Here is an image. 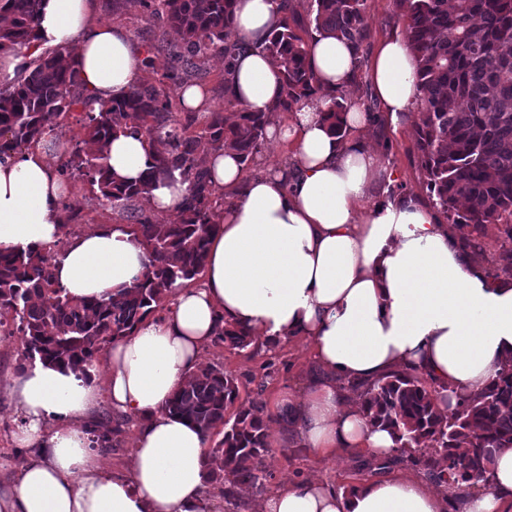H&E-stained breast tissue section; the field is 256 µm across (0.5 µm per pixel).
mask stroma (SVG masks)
Wrapping results in <instances>:
<instances>
[{
    "mask_svg": "<svg viewBox=\"0 0 512 512\" xmlns=\"http://www.w3.org/2000/svg\"><path fill=\"white\" fill-rule=\"evenodd\" d=\"M366 17L370 28V46L390 36L402 34L404 22L396 14L394 0H367ZM96 18L124 30L140 51H147L151 40L164 36L160 22L147 20L138 0H97ZM377 149L385 150L398 179L393 188L396 195H411L418 202H426L423 174L419 167L412 123H405L398 130L383 128L381 136L372 138ZM74 197L85 198L86 203L74 223L65 229V240L81 235L83 228L112 226L115 218L110 207L99 206L90 199V187L81 178L71 179ZM23 351L20 337L0 336V488L13 484L18 479V467L24 460L37 457L38 450L18 444L14 434L21 421V413L9 394V381L18 374V362ZM267 358L266 353L252 354L248 350H234L221 345H208L203 361L223 366L225 372L238 378L240 397L250 400L262 395L267 404L266 411L271 417L269 441L272 454L266 466L272 472L271 488L297 477H320L336 486L346 487L366 480L380 478L381 470L367 465L364 456L348 450L337 451L332 458H324L317 451L296 443L291 434L283 432L276 417L278 408L273 405L276 395L283 390H302L319 369L311 361L302 343L293 342L283 346L276 354L280 370L272 376H265L260 365Z\"/></svg>",
    "mask_w": 512,
    "mask_h": 512,
    "instance_id": "1",
    "label": "stroma"
}]
</instances>
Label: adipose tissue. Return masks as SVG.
Masks as SVG:
<instances>
[{"instance_id": "1", "label": "adipose tissue", "mask_w": 512, "mask_h": 512, "mask_svg": "<svg viewBox=\"0 0 512 512\" xmlns=\"http://www.w3.org/2000/svg\"><path fill=\"white\" fill-rule=\"evenodd\" d=\"M94 0H40L35 37L0 54V84L47 48L72 44L73 65L89 97L127 96L144 74L130 36L93 23ZM234 30L247 49L234 60L240 108L271 111L280 94L278 65L260 45L278 25L272 0H234ZM310 104L273 121L267 138L285 158L252 173L236 151L210 153L206 166L224 190L207 246L203 280L174 289L172 311L148 317L108 350V374L38 363L11 382L23 424L16 436L41 447L16 484L0 491V512H211L205 490L208 442L191 422L165 407L196 371L217 321L249 331L273 350L308 343L320 377L303 392H282L292 405L300 444L330 456L339 449L390 452L391 435L369 425L354 383L396 370L431 374L440 393L479 396L512 365V282L488 277L461 248L452 225L435 223L412 198H394L386 157L371 148L372 122L351 102L345 138L322 112L356 68L345 41H310ZM416 63L406 42L380 43L369 82L386 125L399 127L416 94ZM114 177L138 182L153 163L143 136L114 138L105 153ZM188 184L181 171L154 179L148 206L179 213ZM72 192L46 149L0 161V252L49 247L63 235L61 200ZM148 258L121 224L75 238L55 275L75 299L105 300L146 273ZM108 398L112 413L135 428L127 475L106 474L77 421ZM489 490L472 488L463 512H512V448L488 466ZM426 483L397 473L344 489L307 478L254 501L251 512H444Z\"/></svg>"}]
</instances>
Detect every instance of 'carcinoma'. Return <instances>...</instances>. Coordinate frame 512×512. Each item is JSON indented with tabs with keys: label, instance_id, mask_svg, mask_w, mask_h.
<instances>
[{
	"label": "carcinoma",
	"instance_id": "cac0c4a2",
	"mask_svg": "<svg viewBox=\"0 0 512 512\" xmlns=\"http://www.w3.org/2000/svg\"><path fill=\"white\" fill-rule=\"evenodd\" d=\"M40 0H0V53L29 43ZM233 0H142L149 18L180 38L169 83L186 86L213 55L224 56V106L201 116L177 117L179 103L144 81L127 97L92 107L74 69L65 61L75 46L46 49L17 78L0 86V159L32 142L55 136L54 121L79 109L85 118L63 177L84 176L95 198L128 222L149 259V271L104 301H75L55 279L50 249L0 252V318L10 317L21 333L24 359L85 371L112 342L129 336L149 316L169 310L176 287H187L204 273L206 247L224 190L212 185L206 157L232 148L242 163L255 164L274 114L297 111L313 92L307 59L308 33L294 0H276L283 13L264 50L277 62L280 96L272 112H243L232 93V62L247 49L233 27ZM404 20V36L417 63L413 105L415 146L430 207L448 223L468 228L461 244L483 257L477 239L484 226H501L505 258L512 259V0H394ZM311 22L319 33L345 40L361 63L370 38L366 0H309ZM348 108L336 91L325 110L334 134L344 135L342 112ZM231 111L226 116L224 111ZM142 134L156 146L154 164L139 184L119 183L104 163L112 138ZM179 169L188 195L178 219L159 222L147 206L153 180ZM214 343L246 349L253 343L242 329L222 327ZM433 379L422 373H395L362 392L369 422L388 430L396 455L383 469L407 461L436 484L467 490L484 476L493 453L512 448V368L497 373L478 397L449 401L432 395ZM169 414L195 424L205 435L206 480L225 501L237 489L259 490L273 479L266 468L272 453L265 404L239 401L237 380L218 365H201L167 404ZM124 422L107 430L92 421L82 425L93 448L119 444ZM430 448L429 455L420 449Z\"/></svg>",
	"mask_w": 512,
	"mask_h": 512
}]
</instances>
